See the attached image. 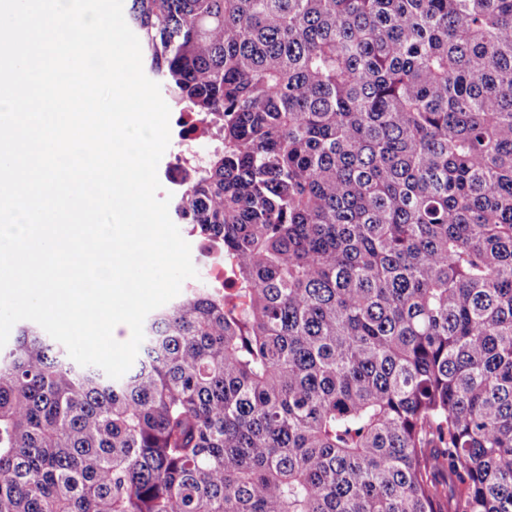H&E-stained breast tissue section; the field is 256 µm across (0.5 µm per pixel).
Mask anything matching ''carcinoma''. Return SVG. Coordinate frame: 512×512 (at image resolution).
I'll list each match as a JSON object with an SVG mask.
<instances>
[{
  "label": "carcinoma",
  "mask_w": 512,
  "mask_h": 512,
  "mask_svg": "<svg viewBox=\"0 0 512 512\" xmlns=\"http://www.w3.org/2000/svg\"><path fill=\"white\" fill-rule=\"evenodd\" d=\"M224 256L119 379L0 348V512H512V0H130ZM175 127L179 150L169 157H162L164 161L159 169L163 192H171L172 198L183 188L181 178L184 171L191 169L209 141L208 124L192 113H177Z\"/></svg>",
  "instance_id": "obj_1"
}]
</instances>
